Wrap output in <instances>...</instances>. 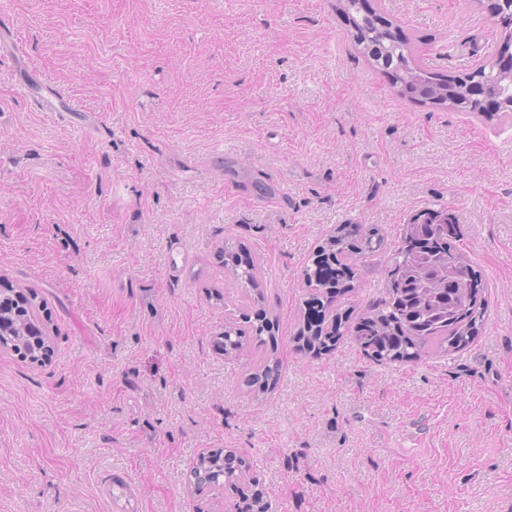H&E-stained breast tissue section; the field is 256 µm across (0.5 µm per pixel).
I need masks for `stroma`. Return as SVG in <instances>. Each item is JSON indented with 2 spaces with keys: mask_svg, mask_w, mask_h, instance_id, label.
I'll use <instances>...</instances> for the list:
<instances>
[{
  "mask_svg": "<svg viewBox=\"0 0 512 512\" xmlns=\"http://www.w3.org/2000/svg\"><path fill=\"white\" fill-rule=\"evenodd\" d=\"M427 71L501 35L488 0H370ZM340 0H0V282L43 304L45 364L0 358V512H224L188 494L202 448L243 457L271 512H512V124L405 94ZM72 98L46 112L40 96ZM487 285L464 349L379 363L301 351L304 269L337 225L385 238L338 312L384 295L421 212ZM260 263L274 342L238 319L225 242ZM271 360L264 394L251 368ZM242 312L240 317L243 324H231L224 327L222 339L223 351L225 357L238 356L248 344L251 337H256L260 341L264 333H271L273 323L268 318V312L265 308L258 307L255 304L248 305L247 301L241 300Z\"/></svg>",
  "mask_w": 512,
  "mask_h": 512,
  "instance_id": "stroma-1",
  "label": "stroma"
}]
</instances>
